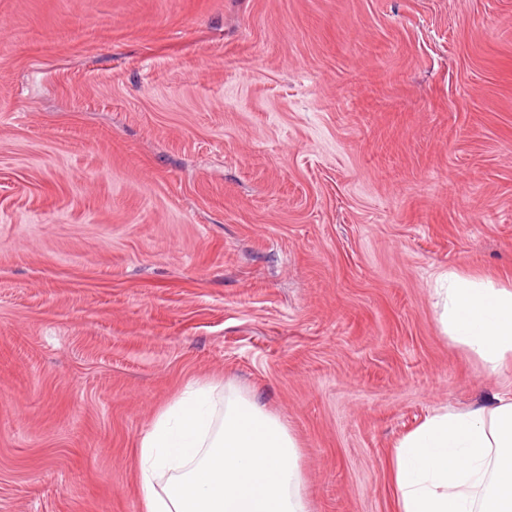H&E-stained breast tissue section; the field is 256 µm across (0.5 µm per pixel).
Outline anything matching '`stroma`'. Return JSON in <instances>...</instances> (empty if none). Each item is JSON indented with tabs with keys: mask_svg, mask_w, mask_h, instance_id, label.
Instances as JSON below:
<instances>
[{
	"mask_svg": "<svg viewBox=\"0 0 512 512\" xmlns=\"http://www.w3.org/2000/svg\"><path fill=\"white\" fill-rule=\"evenodd\" d=\"M448 269L512 279V0H0V512H143L191 379L397 512V442L512 390Z\"/></svg>",
	"mask_w": 512,
	"mask_h": 512,
	"instance_id": "35a3bbf8",
	"label": "stroma"
}]
</instances>
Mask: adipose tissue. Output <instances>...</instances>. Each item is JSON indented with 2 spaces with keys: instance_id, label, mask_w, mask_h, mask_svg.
Listing matches in <instances>:
<instances>
[{
  "instance_id": "1",
  "label": "adipose tissue",
  "mask_w": 512,
  "mask_h": 512,
  "mask_svg": "<svg viewBox=\"0 0 512 512\" xmlns=\"http://www.w3.org/2000/svg\"><path fill=\"white\" fill-rule=\"evenodd\" d=\"M449 338L494 374L512 362V281L436 278ZM143 512H309L298 444L274 415L191 382L137 450ZM392 476L398 512H512V394L440 409L403 436Z\"/></svg>"
}]
</instances>
